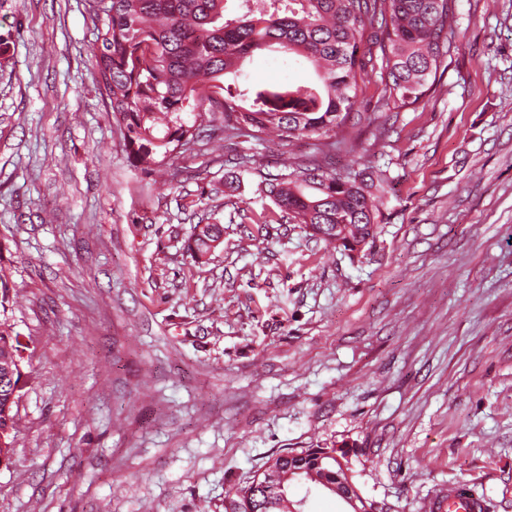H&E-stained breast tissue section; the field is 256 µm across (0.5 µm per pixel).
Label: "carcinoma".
Returning <instances> with one entry per match:
<instances>
[{
	"instance_id": "cac0c4a2",
	"label": "carcinoma",
	"mask_w": 512,
	"mask_h": 512,
	"mask_svg": "<svg viewBox=\"0 0 512 512\" xmlns=\"http://www.w3.org/2000/svg\"><path fill=\"white\" fill-rule=\"evenodd\" d=\"M227 0H100L103 14L93 56L109 106L118 118L124 146L135 166L153 172L195 143L201 130L222 119L224 133L242 129L259 138L271 132L288 139L317 137L326 146H361L371 117L355 111L359 80L379 68L382 89L375 111L390 112L423 102L430 77L450 52L455 0H237L240 14L226 15ZM269 50L309 62L318 81L259 83L242 71L255 52ZM234 77L225 83L226 75ZM221 117H216V114ZM382 175L341 174L317 166L268 182L276 205L310 235L333 243L331 229L344 238H374L385 188ZM192 256L210 253L223 236L219 224L195 226ZM22 360L8 319L0 320V355ZM19 396L0 387V433L14 445ZM247 485L229 489L225 499L243 502L254 485L256 512H284L293 481H329L345 476L348 463L329 448L309 449L292 461L302 472L275 482L268 471Z\"/></svg>"
}]
</instances>
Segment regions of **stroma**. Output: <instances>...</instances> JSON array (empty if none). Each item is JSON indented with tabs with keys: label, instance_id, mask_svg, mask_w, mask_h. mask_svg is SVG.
Listing matches in <instances>:
<instances>
[{
	"label": "stroma",
	"instance_id": "1",
	"mask_svg": "<svg viewBox=\"0 0 512 512\" xmlns=\"http://www.w3.org/2000/svg\"><path fill=\"white\" fill-rule=\"evenodd\" d=\"M97 0H0V265L27 382L0 512H224L290 449L347 451L363 497L451 483L512 512V0H456L424 103L324 139L203 130L133 166L97 80ZM251 80L306 82L262 51ZM386 175L373 244L310 236L283 162ZM223 241L202 259L195 225Z\"/></svg>",
	"mask_w": 512,
	"mask_h": 512
}]
</instances>
